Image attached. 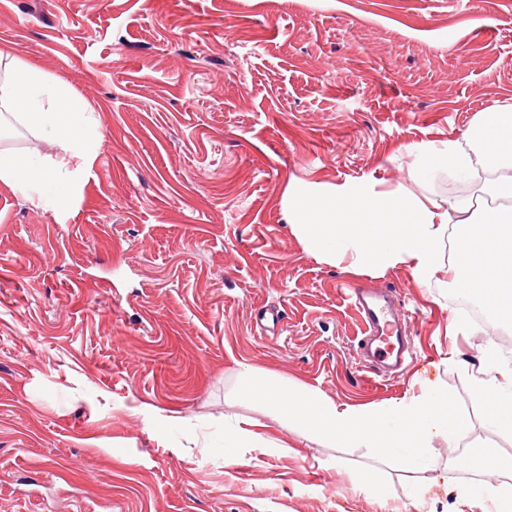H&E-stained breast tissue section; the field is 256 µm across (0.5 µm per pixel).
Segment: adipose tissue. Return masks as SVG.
<instances>
[{"label":"adipose tissue","instance_id":"ef3b65f1","mask_svg":"<svg viewBox=\"0 0 512 512\" xmlns=\"http://www.w3.org/2000/svg\"><path fill=\"white\" fill-rule=\"evenodd\" d=\"M0 109L62 151L52 161L38 152L0 150V182L35 194L44 207L66 208L67 176L85 173L96 156L87 104L0 47ZM416 157V185L441 172L466 183L482 182L487 171L495 178L482 182L483 193L445 198L406 187L385 191L371 180L292 184L283 202L288 224L304 250L324 263L345 262L372 275L404 267L421 283L447 271L456 290L469 295L475 272L503 246L493 226L512 223V104L481 114L462 138L424 143ZM451 236L456 247L446 257L442 248ZM471 378L486 428L512 434V369L484 351ZM481 471V480L456 486L451 512H512V457L492 456Z\"/></svg>","mask_w":512,"mask_h":512}]
</instances>
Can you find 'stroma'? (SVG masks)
Instances as JSON below:
<instances>
[{
    "label": "stroma",
    "instance_id": "35a3bbf8",
    "mask_svg": "<svg viewBox=\"0 0 512 512\" xmlns=\"http://www.w3.org/2000/svg\"><path fill=\"white\" fill-rule=\"evenodd\" d=\"M0 45L90 105L92 170L54 211L0 183V512H382L354 479L448 512L490 433L469 364L512 328L451 279L357 274L292 234L289 183L413 186L415 148L512 99V0H0ZM392 291L406 368L373 373L349 290ZM283 322L261 333L257 311ZM339 403L451 391L470 428L411 471L302 437L235 397L244 366ZM258 422L260 448L224 447ZM253 421L242 419L235 424L224 426L225 448H260L257 444L258 435L252 430ZM358 487L368 496L377 499L382 508L388 507L390 496L385 489L379 469L362 472L358 479Z\"/></svg>",
    "mask_w": 512,
    "mask_h": 512
}]
</instances>
